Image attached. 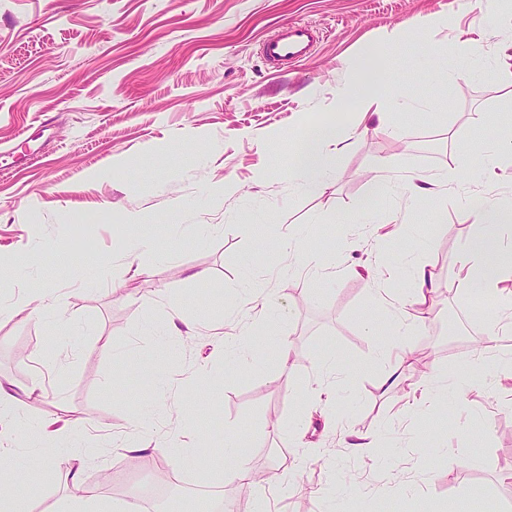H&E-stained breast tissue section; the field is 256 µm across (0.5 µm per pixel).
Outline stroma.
<instances>
[{"mask_svg": "<svg viewBox=\"0 0 512 512\" xmlns=\"http://www.w3.org/2000/svg\"><path fill=\"white\" fill-rule=\"evenodd\" d=\"M484 6L0 0V257L27 259L0 285V379L40 386L10 443L53 426L65 438L53 453L70 465L75 442L94 436L102 451L84 466L85 489L112 501L124 498L121 477L164 468L238 512H256L261 496L268 512H476L482 501L512 512V381H497L495 363L483 383L459 378L478 347L512 355V328L459 292L474 226L457 206L512 200V166L417 206L402 193L408 176H442L462 149L489 143L491 117L512 116V86L492 72L512 22L480 37ZM289 21L318 39L303 62L277 67L259 45ZM396 27L404 43L384 58V120L363 118L357 97L337 105ZM466 38L479 42L470 60L454 51ZM330 125L343 132L326 145L335 171L313 191L288 171L292 138ZM383 160L389 189L375 179ZM227 182L235 192L215 194ZM281 236L332 251L335 268H289ZM143 238L159 249H140ZM418 264L433 276L435 309L375 360L366 324L389 332ZM257 282L280 306L269 324L252 302ZM24 288L53 289L56 312L6 317ZM174 312L192 333L162 335ZM234 339L253 353L228 373ZM328 350L351 367L322 402L333 429L317 415L300 422ZM349 431L370 434L372 451L350 455ZM133 433L148 447L135 458L121 447ZM228 434L249 441V466L269 477L263 494L225 478ZM189 438L209 475L170 451Z\"/></svg>", "mask_w": 512, "mask_h": 512, "instance_id": "35a3bbf8", "label": "stroma"}]
</instances>
